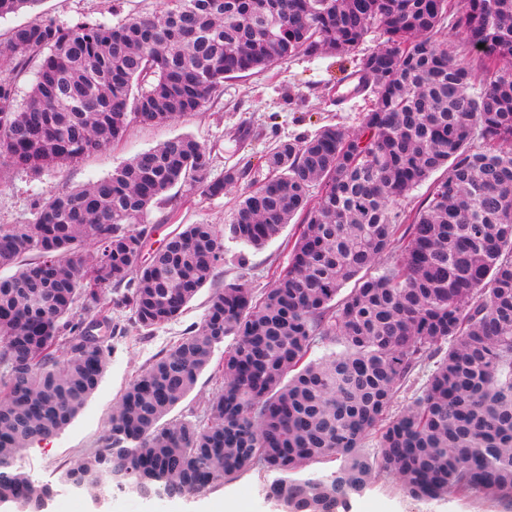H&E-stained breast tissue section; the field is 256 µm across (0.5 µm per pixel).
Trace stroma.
Segmentation results:
<instances>
[{"label": "stroma", "mask_w": 512, "mask_h": 512, "mask_svg": "<svg viewBox=\"0 0 512 512\" xmlns=\"http://www.w3.org/2000/svg\"><path fill=\"white\" fill-rule=\"evenodd\" d=\"M160 8L159 0H41L37 12L69 25L87 19L112 24L127 14ZM356 70L349 56H301L227 79L223 93L199 112L159 125H133L123 141L103 147L64 171L0 170V224L30 223L39 199L99 180L138 153L182 134L193 135L210 150L213 177L230 168L241 170L243 176L216 197L184 190L166 193L149 212L147 249L156 251L168 235L187 224H227L243 188L264 178V157L276 141L295 140L325 125L350 131L358 127L366 100L360 95L345 101L337 97L343 82ZM298 231L299 223L294 220L262 248L225 243L224 262L214 278L181 316L149 335H142L128 313H113L119 329L112 337V355L96 391L61 434L34 445L18 462L33 480L54 486L55 495L43 512H126L131 504L137 505L138 512H209L213 505L230 499L244 502L248 512H280L266 496L273 474L256 469L215 484L200 495L175 498H145L127 492L98 500L88 492L59 485L58 477L64 467L103 447L112 408L136 373L201 322L216 291L229 282L246 284L257 294L271 287L274 273L288 267L285 243ZM223 360V347H216L211 368L200 374L193 389L167 414V421H192L202 413L217 391L212 367ZM366 506L372 512H512V501L476 494L416 501L404 496L397 481L386 474L378 476L362 496L353 498L344 512H361Z\"/></svg>", "instance_id": "obj_1"}]
</instances>
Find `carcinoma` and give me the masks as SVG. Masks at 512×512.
Instances as JSON below:
<instances>
[{
    "mask_svg": "<svg viewBox=\"0 0 512 512\" xmlns=\"http://www.w3.org/2000/svg\"><path fill=\"white\" fill-rule=\"evenodd\" d=\"M38 2L0 0V17ZM448 19L451 43L438 37ZM372 32L384 45L359 58L369 106L358 128L276 142L268 176L243 189L224 227L188 224L142 261L159 197L175 187L218 196L242 178L211 179L210 151L190 134L50 194L29 224H0V268L14 270L0 278L4 459L24 455L31 436H57L98 387L110 337L71 352L87 319L112 334V313L128 311L138 328H158L212 280L225 239L259 248L299 214L288 269L259 296L236 282L216 292L200 324L135 375L105 446L60 483L115 472L125 491L198 494L259 468L278 474L270 496L282 512H338L384 472L416 500L512 501V70L500 67L512 60V0H163L160 14L114 25L36 16L0 46V170L60 171L134 123L200 111L226 78L351 55ZM32 65L20 105L15 80ZM425 182L406 212L401 200ZM384 254L393 262L380 267ZM228 336L203 418L159 425ZM318 339L342 350L311 360ZM434 356L421 394L392 410ZM371 436L375 457L362 451ZM330 459L340 461L330 474L306 472ZM52 494L0 468L1 501Z\"/></svg>",
    "mask_w": 512,
    "mask_h": 512,
    "instance_id": "1",
    "label": "carcinoma"
}]
</instances>
